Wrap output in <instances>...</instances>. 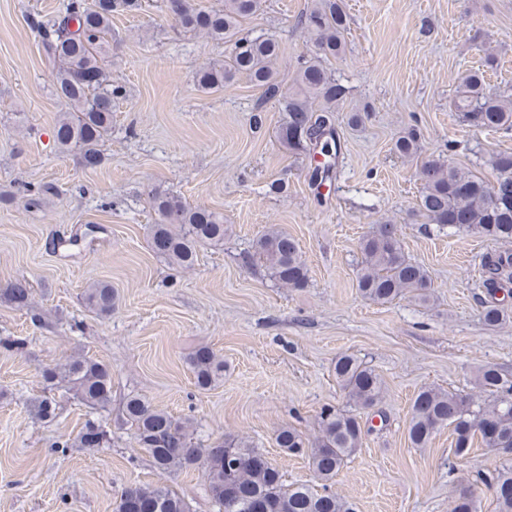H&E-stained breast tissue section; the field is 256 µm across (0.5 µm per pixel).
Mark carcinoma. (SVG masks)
<instances>
[{
  "label": "carcinoma",
  "mask_w": 512,
  "mask_h": 512,
  "mask_svg": "<svg viewBox=\"0 0 512 512\" xmlns=\"http://www.w3.org/2000/svg\"><path fill=\"white\" fill-rule=\"evenodd\" d=\"M164 2L176 31L231 47L229 56L199 67L196 83L201 91L218 90L244 76L261 90L260 102L282 96L275 70L282 53L279 42L243 33V23L261 10V0H222L210 9L201 8L195 0ZM140 8L141 0H68L65 13L44 30L43 48L53 62L55 92L67 106L55 123L54 139L63 151L76 153L85 167L94 168L101 162V147L112 129V101L120 95V89L109 83L106 68L112 54V18ZM301 25L315 52L303 61L296 89L288 94V120L281 129V139L296 154L324 156V162L313 167V178L322 185L332 179L341 155L334 112L345 90L326 63L345 52L341 33L346 29L347 14L338 0H311ZM497 65V56L489 52L481 67L468 72L458 84L453 106L468 127L512 131V97L497 92L486 81V73ZM394 152L405 158L420 155L419 131L412 128L398 137ZM487 166L494 173L491 181L449 159L422 161L418 177L423 191L417 201V216L441 230L477 231L511 245L512 153H493ZM150 204L157 215L150 248L169 264L189 269L195 263L198 246L224 247L222 213L192 208L166 191L153 192ZM360 252L357 288L362 297L382 303L406 296L423 303L430 299V278L422 265L405 254L398 225L373 227L362 238ZM254 256L279 286L300 289L307 285L303 253L295 238L282 228L267 227L255 241ZM483 274L491 300L483 303L481 318L494 327L506 320L505 302L512 298V252L505 250L488 257ZM499 292L503 293L500 299L496 297ZM5 293L17 308L30 309L31 290L26 281L9 283ZM84 300L101 315L111 314L115 307L112 286L105 283L86 288ZM190 364L201 389L224 375V359L207 347L196 350ZM334 372L355 407L372 410L380 405L384 381L375 368L352 354H343L336 359ZM44 377L72 384L77 397L92 409L112 405V376L101 361L79 356L47 369ZM480 386L493 399L432 387L420 389L413 398L407 428L411 445L424 448L447 427L455 455L460 458L469 454L476 440L486 448H512V380L497 367L487 366L481 372ZM122 415L134 431L137 446L152 457L160 473L189 468L202 471L218 512H355L348 501L327 490V483L362 447L365 431L355 414L326 407L320 412L314 438L291 426H282L275 434L277 447L293 455H307L315 476L324 482L321 493L303 484H286L279 468L244 437L230 436L200 448L192 441L188 422L135 395L125 400ZM103 437L99 426L89 420L80 431L79 442L93 447ZM476 485L491 493L497 512H512L511 458L493 471L478 474ZM137 501L152 505L154 512H189L185 500L163 483L122 489L116 512H134ZM451 512H480L476 489H460Z\"/></svg>",
  "instance_id": "carcinoma-1"
}]
</instances>
